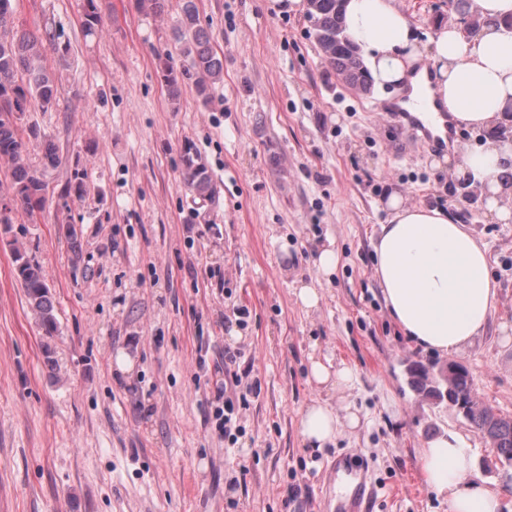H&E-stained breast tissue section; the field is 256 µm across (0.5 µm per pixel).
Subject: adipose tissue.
<instances>
[{
	"label": "adipose tissue",
	"instance_id": "ef3b65f1",
	"mask_svg": "<svg viewBox=\"0 0 512 512\" xmlns=\"http://www.w3.org/2000/svg\"><path fill=\"white\" fill-rule=\"evenodd\" d=\"M480 21L469 35L455 25L422 42L418 26L398 0H345L344 28L359 48L376 87L407 90L427 98L432 112L450 114L459 126L489 131L486 143L460 147L449 163L458 178L477 186L484 207L498 223L512 222V141L496 137L512 106V0H472ZM373 244L374 274L385 306L406 336L424 350L447 358L481 336L498 301L488 249L467 225L443 209L404 204L398 193ZM357 426L355 414L339 418L314 402L300 415L299 433L316 448L333 441L340 422ZM428 488L448 502V512H502L512 504V485L479 476L471 445L456 432L428 440L421 453Z\"/></svg>",
	"mask_w": 512,
	"mask_h": 512
}]
</instances>
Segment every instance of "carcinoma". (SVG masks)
<instances>
[{
    "instance_id": "cac0c4a2",
    "label": "carcinoma",
    "mask_w": 512,
    "mask_h": 512,
    "mask_svg": "<svg viewBox=\"0 0 512 512\" xmlns=\"http://www.w3.org/2000/svg\"><path fill=\"white\" fill-rule=\"evenodd\" d=\"M342 3L343 0H307L312 34L328 65L346 82L365 89L368 73L356 47L344 35ZM84 18L88 28H103L97 0H85ZM176 29L183 60L177 62L165 54L161 78L171 101H178L182 86L188 84L206 104L213 86L222 79L224 64L213 50L210 34L199 26L195 0H182ZM46 44V37L14 23L11 0H0V165L7 167L11 180L13 194L8 204L20 207L30 216L44 211L49 191L43 172L25 162L31 141L41 140L44 168H54L59 163L51 141L40 139L37 127L23 126L26 112L33 108L46 112L57 104L61 95L59 77L47 66ZM181 162L193 199L202 204L210 202L214 192L212 175L189 141L181 147ZM87 193L85 174L77 172L61 187L59 197L81 200ZM66 237L73 260H81V238L71 222L67 223ZM14 262L29 308L44 336H55L58 332L55 305L40 265L19 251ZM412 384L415 390L432 399L443 397L447 390L462 401L467 406L464 418L496 448L497 460L512 466V418L502 417L473 401V380L466 369L450 377L425 371L415 375Z\"/></svg>"
}]
</instances>
